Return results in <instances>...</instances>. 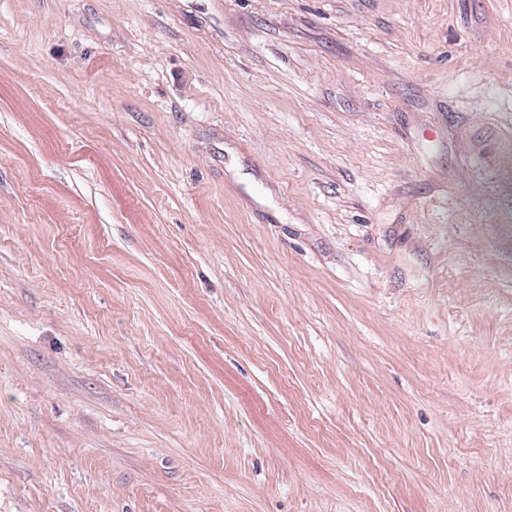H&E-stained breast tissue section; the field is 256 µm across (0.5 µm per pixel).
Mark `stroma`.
<instances>
[{"label": "stroma", "instance_id": "35a3bbf8", "mask_svg": "<svg viewBox=\"0 0 512 512\" xmlns=\"http://www.w3.org/2000/svg\"><path fill=\"white\" fill-rule=\"evenodd\" d=\"M0 512H512V0H0Z\"/></svg>", "mask_w": 512, "mask_h": 512}]
</instances>
